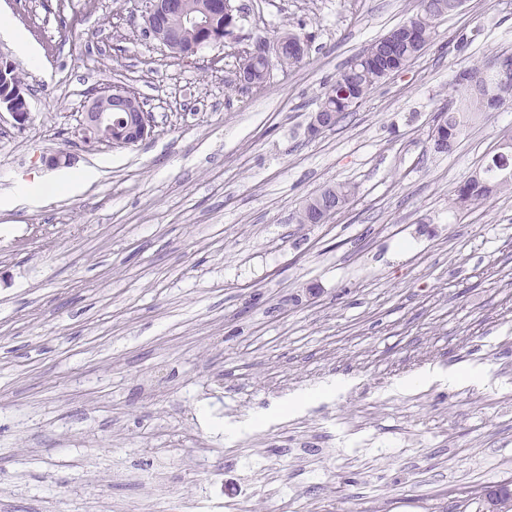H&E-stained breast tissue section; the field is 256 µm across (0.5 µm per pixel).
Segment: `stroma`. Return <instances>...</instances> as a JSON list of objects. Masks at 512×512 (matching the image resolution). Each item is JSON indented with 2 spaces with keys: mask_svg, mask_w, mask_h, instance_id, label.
I'll return each mask as SVG.
<instances>
[{
  "mask_svg": "<svg viewBox=\"0 0 512 512\" xmlns=\"http://www.w3.org/2000/svg\"><path fill=\"white\" fill-rule=\"evenodd\" d=\"M234 4L236 43L182 62L142 0H0L39 53L0 39L30 109L0 112V512H483L454 489L512 480V190L465 211L452 192L512 102L452 152L431 132L456 73L512 53V0H465L315 136L337 72L419 0ZM279 32L302 62L241 83L240 48ZM105 84L139 92L151 136L85 141ZM61 150L97 179L5 205ZM334 183L349 208L296 223ZM454 365L472 377L451 387Z\"/></svg>",
  "mask_w": 512,
  "mask_h": 512,
  "instance_id": "stroma-1",
  "label": "stroma"
}]
</instances>
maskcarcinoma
Returning <instances> with one entry per match:
<instances>
[{
  "mask_svg": "<svg viewBox=\"0 0 512 512\" xmlns=\"http://www.w3.org/2000/svg\"><path fill=\"white\" fill-rule=\"evenodd\" d=\"M208 0H177V11L169 16L175 38L181 49H170L176 58L183 59V51L201 49L216 37L233 35L235 20L221 12L207 11ZM420 9L404 25L398 26L397 43L393 55L372 60L376 44H371L361 55L359 63L347 65L336 74L330 89L324 95L319 111L335 115V122L343 120L349 110L359 105L369 93L387 78L386 71L406 67L419 57L431 42L435 23L462 6V0H419ZM300 39L293 33L278 36L281 68L291 69L301 63ZM512 61V54L501 53L494 61L460 71L454 76V84L462 91L461 98L448 103L439 113L432 136H441L434 142L439 152H451L455 143L484 112L512 100V72L502 69V62ZM270 75V67L261 57H246L242 63L240 78L248 85H262ZM512 189V137L500 144L492 163L473 173L454 190L453 203L460 209L482 204L497 191ZM355 196V187L348 183H336L325 187L318 194L306 199L297 215L299 224H327L344 210ZM482 501L494 505L493 512H512V489L500 484L495 489L480 487L473 490Z\"/></svg>",
  "mask_w": 512,
  "mask_h": 512,
  "instance_id": "1",
  "label": "carcinoma"
}]
</instances>
